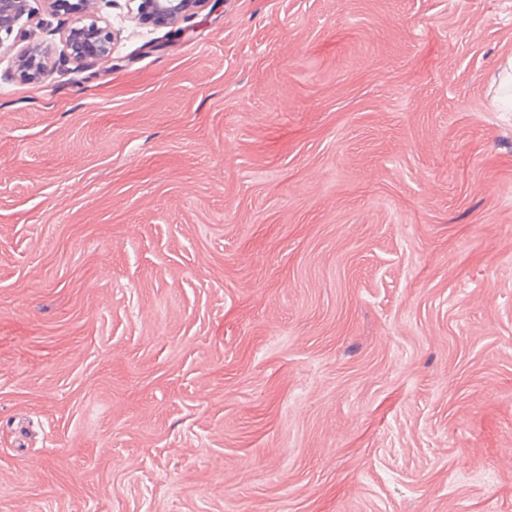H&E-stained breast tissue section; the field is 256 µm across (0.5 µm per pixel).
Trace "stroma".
<instances>
[{"label":"stroma","instance_id":"35a3bbf8","mask_svg":"<svg viewBox=\"0 0 512 512\" xmlns=\"http://www.w3.org/2000/svg\"><path fill=\"white\" fill-rule=\"evenodd\" d=\"M34 8L0 512H512V0ZM52 15L69 20L65 30V55L69 60L91 68L110 57L114 31L87 15L88 0H46ZM137 2L134 18L143 24L162 26L174 24L193 14L204 0H132Z\"/></svg>","mask_w":512,"mask_h":512}]
</instances>
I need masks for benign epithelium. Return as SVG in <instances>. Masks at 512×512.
<instances>
[{"instance_id": "7a95c632", "label": "benign epithelium", "mask_w": 512, "mask_h": 512, "mask_svg": "<svg viewBox=\"0 0 512 512\" xmlns=\"http://www.w3.org/2000/svg\"><path fill=\"white\" fill-rule=\"evenodd\" d=\"M51 14L68 20L65 30V55L86 68L110 57L114 31L87 15L88 0H46ZM135 19L143 24H173L193 14L204 0H135ZM33 15L31 0H0V46L10 37L26 42L17 59L19 77L34 82L47 74L42 44L35 33L23 29L22 21Z\"/></svg>"}]
</instances>
